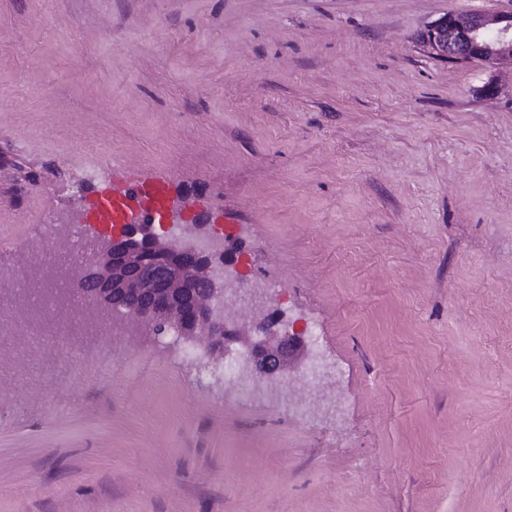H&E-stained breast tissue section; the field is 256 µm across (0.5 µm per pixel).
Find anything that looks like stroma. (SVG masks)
<instances>
[{"label":"stroma","mask_w":512,"mask_h":512,"mask_svg":"<svg viewBox=\"0 0 512 512\" xmlns=\"http://www.w3.org/2000/svg\"><path fill=\"white\" fill-rule=\"evenodd\" d=\"M505 0H0V259L113 170L184 190L333 365L220 385L171 338L0 384V512H512V70L417 40ZM494 84L496 94L484 87ZM282 375L288 388V408L290 406L296 416L302 418L300 406L293 402L289 396L299 389L308 388L306 365H295L287 368Z\"/></svg>","instance_id":"35a3bbf8"}]
</instances>
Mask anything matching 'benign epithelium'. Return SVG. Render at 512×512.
<instances>
[{
    "label": "benign epithelium",
    "mask_w": 512,
    "mask_h": 512,
    "mask_svg": "<svg viewBox=\"0 0 512 512\" xmlns=\"http://www.w3.org/2000/svg\"><path fill=\"white\" fill-rule=\"evenodd\" d=\"M419 41L445 63L477 61L488 71L512 66V5L493 12L444 13L427 23ZM73 205L84 222L96 218V205L85 197H75ZM196 226L190 203L180 227L193 235ZM203 255L198 243H178L164 224H111L84 239L82 259L66 265V300L56 297L51 281L35 285L51 303L35 313L63 324L79 312L97 321L99 310L106 308L130 338L172 333L215 365L223 362L229 345H247L253 348L252 358L267 357L265 373L270 375L288 361V345L295 339L300 358L310 360L314 373L328 375V367L316 361L304 342L307 326L285 322L277 313L263 335H255L246 314L261 295L248 287L245 273L224 281L223 266L200 260Z\"/></svg>",
    "instance_id": "1"
}]
</instances>
